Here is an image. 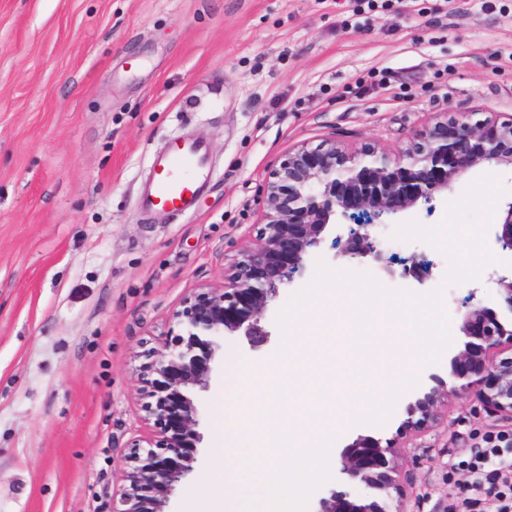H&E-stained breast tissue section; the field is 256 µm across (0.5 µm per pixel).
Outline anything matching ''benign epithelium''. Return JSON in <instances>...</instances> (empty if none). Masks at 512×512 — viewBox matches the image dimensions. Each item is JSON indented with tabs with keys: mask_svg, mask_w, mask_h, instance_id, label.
Wrapping results in <instances>:
<instances>
[{
	"mask_svg": "<svg viewBox=\"0 0 512 512\" xmlns=\"http://www.w3.org/2000/svg\"><path fill=\"white\" fill-rule=\"evenodd\" d=\"M483 165L512 169V119L474 121L472 114L458 112L425 126L397 155L374 145L349 148L334 141L288 152L269 172L256 243L233 262L224 287L204 288L184 301L175 316L183 333L166 336L149 352L142 370L149 433L131 446L113 512H168L173 487L193 471L194 457L183 449L201 441L195 393L209 388L225 338L241 332L253 348L269 342L263 320L280 285L306 272L309 249L336 218L351 210L378 217L407 211ZM362 228L348 236L336 257L383 262L372 225ZM494 237L512 251V202L502 210ZM459 330L468 341L453 359L454 384L440 380L409 404L404 431L437 420L441 406L461 391L475 393L489 413L512 420V327L477 303L463 315ZM400 456L394 441L358 437L341 452V472L400 497ZM317 512L381 509L374 501L334 491Z\"/></svg>",
	"mask_w": 512,
	"mask_h": 512,
	"instance_id": "obj_1",
	"label": "benign epithelium"
}]
</instances>
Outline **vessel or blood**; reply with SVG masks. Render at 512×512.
Listing matches in <instances>:
<instances>
[{"label": "vessel or blood", "instance_id": "vessel-or-blood-1", "mask_svg": "<svg viewBox=\"0 0 512 512\" xmlns=\"http://www.w3.org/2000/svg\"><path fill=\"white\" fill-rule=\"evenodd\" d=\"M209 148L194 139L170 142L152 159L153 177L142 184L139 206L175 216L193 212L209 173Z\"/></svg>", "mask_w": 512, "mask_h": 512}]
</instances>
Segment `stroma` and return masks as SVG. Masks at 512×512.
I'll use <instances>...</instances> for the list:
<instances>
[{"label":"stroma","instance_id":"35a3bbf8","mask_svg":"<svg viewBox=\"0 0 512 512\" xmlns=\"http://www.w3.org/2000/svg\"><path fill=\"white\" fill-rule=\"evenodd\" d=\"M452 112L512 119V0H0V512H112L130 445L146 433L147 352L175 329L184 299L223 287L255 243L268 173L289 149L333 140L396 154ZM186 134L211 147L206 193L186 217L142 213L153 152ZM487 172L379 220L371 233L393 269L416 259L430 271L421 284L383 285H442V253L389 234L410 219L438 224ZM491 251L478 283L445 287L452 345L384 426L341 432L311 512L334 490L384 512H449L472 496L471 449L485 433L512 434V421L463 393L424 429L399 426L415 392L449 379L473 302L512 319L494 282L512 273V253ZM305 284L281 286L266 346L229 336L225 351L267 362L281 342L276 316ZM224 384L216 367L196 394L202 440L170 512L223 488ZM360 435L401 444L402 500L341 473L340 453Z\"/></svg>","mask_w":512,"mask_h":512}]
</instances>
